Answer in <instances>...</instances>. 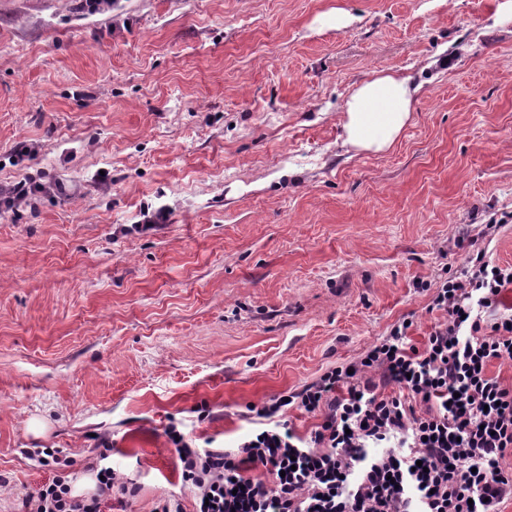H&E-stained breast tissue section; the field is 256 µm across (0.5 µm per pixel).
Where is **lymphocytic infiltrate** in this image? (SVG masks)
Here are the masks:
<instances>
[{
  "instance_id": "obj_1",
  "label": "lymphocytic infiltrate",
  "mask_w": 512,
  "mask_h": 512,
  "mask_svg": "<svg viewBox=\"0 0 512 512\" xmlns=\"http://www.w3.org/2000/svg\"><path fill=\"white\" fill-rule=\"evenodd\" d=\"M509 290L512 265L477 252L434 288L428 309L439 317L422 345L402 321L348 365L251 406L268 427L233 448L195 447L169 426L195 512H503L512 389L490 366L512 360V312L499 309ZM291 407L320 417L310 438L279 422ZM100 474L91 497L74 496L57 475L22 505L101 512L127 485L111 468Z\"/></svg>"
}]
</instances>
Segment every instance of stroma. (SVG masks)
Here are the masks:
<instances>
[{
  "mask_svg": "<svg viewBox=\"0 0 512 512\" xmlns=\"http://www.w3.org/2000/svg\"><path fill=\"white\" fill-rule=\"evenodd\" d=\"M495 2L0 0V186L34 188L0 206V512L58 472L91 496L104 464L136 493L102 512H193L168 426L233 446L249 405L397 322L421 344L420 282L476 248L512 264ZM381 68L422 90L388 152L357 153L342 106Z\"/></svg>",
  "mask_w": 512,
  "mask_h": 512,
  "instance_id": "obj_1",
  "label": "stroma"
}]
</instances>
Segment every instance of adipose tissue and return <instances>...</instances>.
I'll list each match as a JSON object with an SVG mask.
<instances>
[{"mask_svg":"<svg viewBox=\"0 0 512 512\" xmlns=\"http://www.w3.org/2000/svg\"><path fill=\"white\" fill-rule=\"evenodd\" d=\"M418 91L411 77L389 69L359 82L343 106L346 144L358 152H386L409 125Z\"/></svg>","mask_w":512,"mask_h":512,"instance_id":"1","label":"adipose tissue"}]
</instances>
